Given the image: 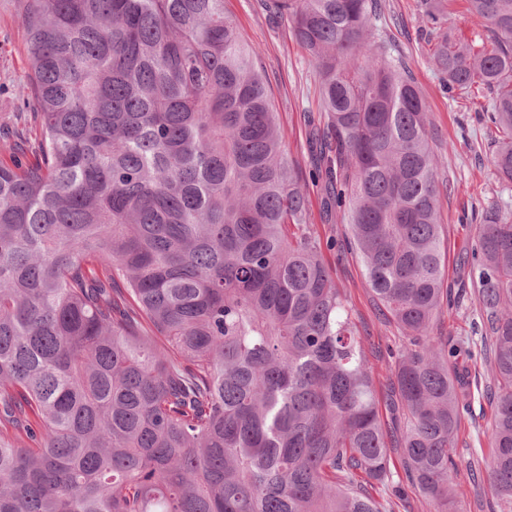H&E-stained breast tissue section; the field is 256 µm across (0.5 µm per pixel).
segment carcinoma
Here are the masks:
<instances>
[{"label": "carcinoma", "mask_w": 512, "mask_h": 512, "mask_svg": "<svg viewBox=\"0 0 512 512\" xmlns=\"http://www.w3.org/2000/svg\"><path fill=\"white\" fill-rule=\"evenodd\" d=\"M35 161L0 163V512H448L480 345L493 379L485 468L512 512V219L482 210L479 321L446 344L438 158L408 64L372 38L382 0H268L322 81L318 172L407 343L388 446L367 343L309 234L257 50L224 0H19ZM493 48L436 37L447 90L489 93L512 183V0H467ZM163 336L159 347L152 336ZM404 477L394 479L391 451Z\"/></svg>", "instance_id": "carcinoma-1"}]
</instances>
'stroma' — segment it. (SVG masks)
<instances>
[{
    "mask_svg": "<svg viewBox=\"0 0 512 512\" xmlns=\"http://www.w3.org/2000/svg\"><path fill=\"white\" fill-rule=\"evenodd\" d=\"M386 7L376 22L375 35H388L389 55L404 58L426 99L429 110V143L439 159L442 219L447 275L443 288L460 303L453 313L441 314L435 335L456 342L468 335L477 316L476 274L463 256L474 243L475 212L494 204L512 214V184L501 183L492 164L489 125L479 122L473 105L450 99L429 62V41L436 29L452 30L463 42L488 38L485 26L470 17L466 0H446L438 21L422 12L420 0H384ZM224 14L238 27L245 41L258 51L283 146L308 198L309 233L321 244V259L344 294L354 329L374 345L369 362L384 430H391L390 384L394 379L395 350L405 342L400 330L385 315L365 276L362 262L350 243L348 224L337 220L328 205L329 192L314 161V133H325L327 116L320 100V80L314 63L298 46L292 25L269 12L264 0H224ZM27 54L19 19L18 0H0V162H11L4 145L16 142L34 122L27 102ZM470 411L464 414L456 444L459 464L455 480L457 512H491V494L474 484L467 464L488 459L485 434L492 407L485 393L491 375L485 361L473 357Z\"/></svg>",
    "mask_w": 512,
    "mask_h": 512,
    "instance_id": "1",
    "label": "stroma"
}]
</instances>
